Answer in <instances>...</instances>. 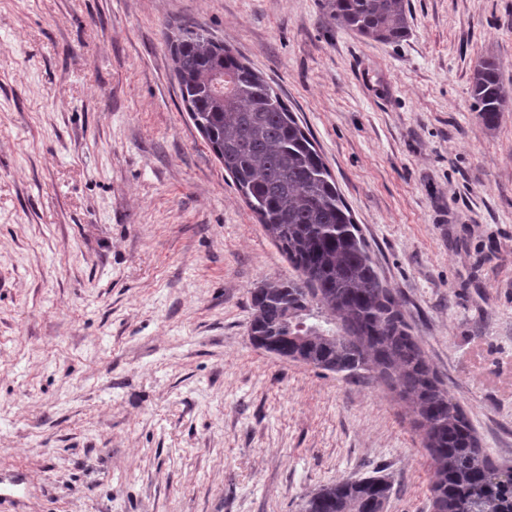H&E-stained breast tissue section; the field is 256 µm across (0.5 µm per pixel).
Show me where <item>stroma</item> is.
Returning a JSON list of instances; mask_svg holds the SVG:
<instances>
[{
  "mask_svg": "<svg viewBox=\"0 0 512 512\" xmlns=\"http://www.w3.org/2000/svg\"><path fill=\"white\" fill-rule=\"evenodd\" d=\"M379 42L322 0H0V512H301L384 476L432 512L410 404L255 348L250 293L296 270L186 111L196 26L313 136L424 356L512 465V0H409ZM472 95L476 112L487 128H495L512 101V88H506L500 79L495 60L484 59L474 68Z\"/></svg>",
  "mask_w": 512,
  "mask_h": 512,
  "instance_id": "obj_1",
  "label": "stroma"
}]
</instances>
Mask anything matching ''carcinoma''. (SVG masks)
Here are the masks:
<instances>
[{
  "instance_id": "carcinoma-1",
  "label": "carcinoma",
  "mask_w": 512,
  "mask_h": 512,
  "mask_svg": "<svg viewBox=\"0 0 512 512\" xmlns=\"http://www.w3.org/2000/svg\"><path fill=\"white\" fill-rule=\"evenodd\" d=\"M328 17L363 37L407 34L408 0H324ZM181 99L266 232L303 278L251 291L253 346L277 347L317 369L366 371L408 396L433 463L434 512H512V466L485 453L470 420L424 359L401 301L377 263L310 133L281 95L203 29L168 39ZM472 95L492 129L512 102L495 60L474 68ZM306 336L302 344L285 336ZM382 476L340 480L310 493L303 512H382Z\"/></svg>"
}]
</instances>
